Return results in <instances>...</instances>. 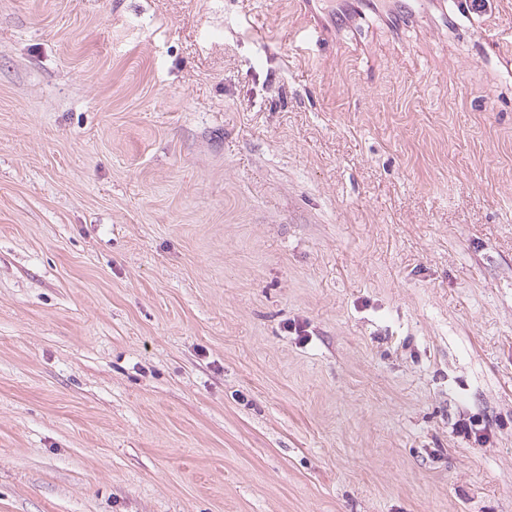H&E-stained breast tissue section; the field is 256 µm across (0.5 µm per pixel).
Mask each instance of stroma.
Masks as SVG:
<instances>
[{
  "label": "stroma",
  "instance_id": "obj_1",
  "mask_svg": "<svg viewBox=\"0 0 512 512\" xmlns=\"http://www.w3.org/2000/svg\"><path fill=\"white\" fill-rule=\"evenodd\" d=\"M308 24L0 0V512H512V0Z\"/></svg>",
  "mask_w": 512,
  "mask_h": 512
}]
</instances>
